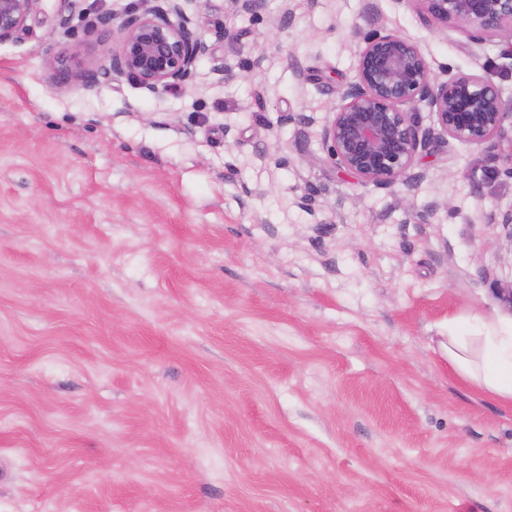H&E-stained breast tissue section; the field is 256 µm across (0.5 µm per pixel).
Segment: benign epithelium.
Masks as SVG:
<instances>
[{"instance_id":"obj_1","label":"benign epithelium","mask_w":512,"mask_h":512,"mask_svg":"<svg viewBox=\"0 0 512 512\" xmlns=\"http://www.w3.org/2000/svg\"><path fill=\"white\" fill-rule=\"evenodd\" d=\"M183 0H141L122 16L100 18L112 31V56L96 69L61 71V82L94 91L111 76L132 79L156 94L191 77L209 53L189 27ZM423 19L469 33L512 38V0H400ZM38 0H0V42L22 29ZM360 45L354 75L339 92L333 118L322 132L335 167L378 188L415 179L416 156L432 143L452 139L476 148L495 147L512 122V97L480 75L436 78L416 43L396 31L353 32ZM435 116L436 127L420 125L418 105Z\"/></svg>"}]
</instances>
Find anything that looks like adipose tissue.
<instances>
[{"label": "adipose tissue", "instance_id": "1", "mask_svg": "<svg viewBox=\"0 0 512 512\" xmlns=\"http://www.w3.org/2000/svg\"><path fill=\"white\" fill-rule=\"evenodd\" d=\"M448 332V361L487 397L512 404V327L482 316Z\"/></svg>", "mask_w": 512, "mask_h": 512}]
</instances>
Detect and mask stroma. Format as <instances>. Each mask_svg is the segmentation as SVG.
I'll list each match as a JSON object with an SVG mask.
<instances>
[{
	"mask_svg": "<svg viewBox=\"0 0 512 512\" xmlns=\"http://www.w3.org/2000/svg\"><path fill=\"white\" fill-rule=\"evenodd\" d=\"M138 5L39 0L0 43V512H512V406L443 347L512 322L485 221L512 141L434 143L377 188L321 138L356 26L510 97L504 40L400 0H185L211 53L184 86L61 85Z\"/></svg>",
	"mask_w": 512,
	"mask_h": 512,
	"instance_id": "obj_1",
	"label": "stroma"
}]
</instances>
